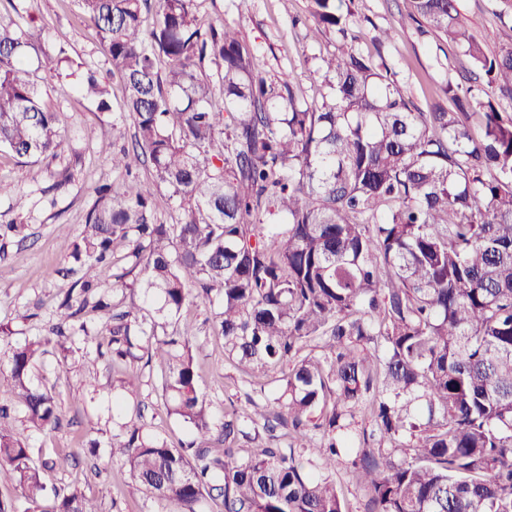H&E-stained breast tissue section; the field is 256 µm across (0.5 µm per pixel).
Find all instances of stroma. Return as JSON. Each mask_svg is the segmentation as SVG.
Instances as JSON below:
<instances>
[{"mask_svg":"<svg viewBox=\"0 0 512 512\" xmlns=\"http://www.w3.org/2000/svg\"><path fill=\"white\" fill-rule=\"evenodd\" d=\"M458 6L461 21L484 49L499 50L504 24L512 20V0H458ZM408 8L409 0H360L357 46L381 54L397 72L405 95L427 112L443 101L448 82L463 81L476 67L467 53L429 27L401 24ZM197 9L203 22L235 28L260 55L267 79L288 73L305 101L319 99L322 59L333 52L334 43L328 37L310 38L309 0H198ZM0 26L30 30L29 75L41 89L45 108L57 113L64 139L61 152L37 160L0 154V182L24 196L20 207L13 196L0 197V224L26 227L25 240L0 241V324L11 330L10 340L18 346L41 339L61 322L59 304L72 280L59 270L69 264L70 247L96 199L95 187L121 185L123 177L113 171L110 159L130 145L133 127L122 110L118 79H110V107L102 111L96 102L73 94L68 78L50 70L49 58L60 46L89 68L106 69L95 25L74 0H20L14 8L0 0ZM219 311L218 304L196 302L169 328L190 338L200 388L220 415L225 399L242 390L246 374L224 360V343L212 331ZM7 359V348L0 346V404L12 406L15 434L31 448L48 489L65 494L80 488L99 512H157V503L132 488L126 466L111 457L107 446L122 420L112 411V381L128 372L138 376L137 399L149 434L174 442L190 436L189 426L167 412L157 367L113 364L108 349L93 340L47 346L33 378L51 389L61 423L55 430L39 431L14 405L3 373Z\"/></svg>","mask_w":512,"mask_h":512,"instance_id":"35a3bbf8","label":"stroma"}]
</instances>
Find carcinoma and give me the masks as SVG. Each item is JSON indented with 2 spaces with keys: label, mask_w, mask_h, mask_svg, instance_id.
Returning <instances> with one entry per match:
<instances>
[{
  "label": "carcinoma",
  "mask_w": 512,
  "mask_h": 512,
  "mask_svg": "<svg viewBox=\"0 0 512 512\" xmlns=\"http://www.w3.org/2000/svg\"><path fill=\"white\" fill-rule=\"evenodd\" d=\"M355 2L310 0L312 34L335 51L326 93L304 105L287 74L263 77L235 29L203 24L197 0H76L134 125L112 168L148 164L151 179L95 189L56 336L90 340L81 313L110 307L100 335L112 360L158 364L166 409L195 438L175 445L133 420L108 447L160 512H201L214 491L224 512H351L333 477L341 459L363 512H512V113L498 109L512 100V43L489 54L457 0H410L401 20L424 21L477 68L419 112L397 73L355 47ZM28 38L0 27V151L26 160L63 142L28 78ZM57 61L85 69L72 91L109 109L97 71L63 48ZM162 190L177 203L173 224L154 218ZM116 258L128 265L118 279L142 274V303L123 310L97 293V269ZM192 299L220 303L224 359L250 376L248 409L231 400L220 423L188 342L158 333ZM313 338L319 355L303 353ZM51 343L12 348L7 366L41 431L60 423L32 374ZM136 380L112 381L117 408L137 397ZM6 479L39 512L46 485L0 407ZM51 512L99 510L74 489Z\"/></svg>",
  "instance_id": "obj_1"
}]
</instances>
